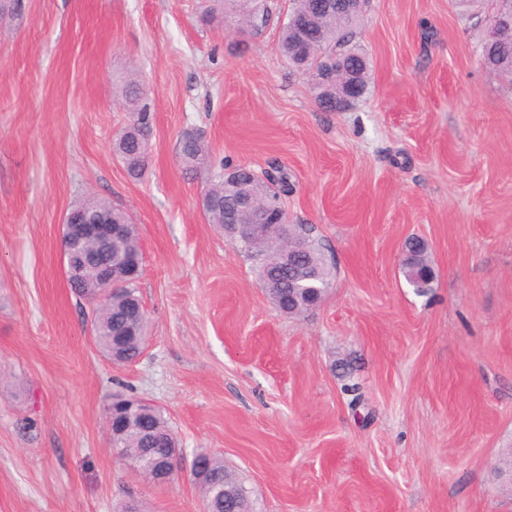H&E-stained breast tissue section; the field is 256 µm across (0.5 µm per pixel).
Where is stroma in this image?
<instances>
[{"label": "stroma", "mask_w": 512, "mask_h": 512, "mask_svg": "<svg viewBox=\"0 0 512 512\" xmlns=\"http://www.w3.org/2000/svg\"><path fill=\"white\" fill-rule=\"evenodd\" d=\"M0 22V512H202L189 474L158 485L112 448L121 391L163 408L184 459L223 454L260 512H512V79L485 67L491 0H368L366 96L318 108L279 27L204 24L209 0H21ZM138 71L149 159L112 151ZM212 160L290 174L332 284L277 311L254 263L199 206L180 136ZM133 218L144 352L117 366L61 259L86 196ZM422 239L435 281L400 267Z\"/></svg>", "instance_id": "obj_1"}]
</instances>
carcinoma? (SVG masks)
I'll use <instances>...</instances> for the list:
<instances>
[{
    "instance_id": "carcinoma-1",
    "label": "carcinoma",
    "mask_w": 512,
    "mask_h": 512,
    "mask_svg": "<svg viewBox=\"0 0 512 512\" xmlns=\"http://www.w3.org/2000/svg\"><path fill=\"white\" fill-rule=\"evenodd\" d=\"M213 6L205 11L202 20L206 23L217 19H232L250 26V32L259 34L271 23L273 9L269 0H212ZM357 21H348L332 11L313 17L315 39L320 51L326 55L334 53L348 58L357 68L361 92L369 90V69L363 54L351 45ZM280 49L288 63L300 70L309 71L318 65L317 58H306L294 47L290 23H285L280 32ZM488 66L499 73L512 77V35L505 32L499 41V49L490 58ZM115 96L129 114V128L132 132L116 137L113 150L123 160L128 174L138 179L145 166L152 128L150 104L146 102L140 80L131 78L120 86ZM185 171H205L206 180L211 184L214 204L206 210L209 223L224 229V205L237 193L236 186L247 183L263 202L281 201V194L288 192V171L282 167L276 173L251 176L252 169L245 166L229 168L219 165L205 169L208 149L201 137L191 135L180 146ZM110 202L99 197H89L74 211L83 220L94 221L103 213L112 216L114 224H130L131 217L118 209H107ZM234 247L258 260L267 259L272 247L263 242L238 241ZM126 257L133 260L132 271L138 273L142 258L136 228L125 230L124 235L112 242V257ZM302 269L325 288H330L332 273L326 265L319 246L311 239L305 241L303 251L295 258L294 265L287 269L272 268L278 284V299L274 307L288 313V296L295 287L296 271ZM138 276H132L127 283L105 294L94 302V322L99 326L94 342L105 358L116 365L135 362L142 354L147 341L148 316L141 313L135 327H130V308L141 303L139 291L135 288ZM139 399L122 392L112 394L107 409L123 412L125 419L121 428L114 430L112 447L119 449V457L131 470L146 475L152 465V456H162L168 445L176 440V434L169 425L164 412L154 408L152 412L142 411ZM193 480L199 488L203 509L207 512H258L256 502L244 480L224 466V457L211 450H204L196 461Z\"/></svg>"
}]
</instances>
